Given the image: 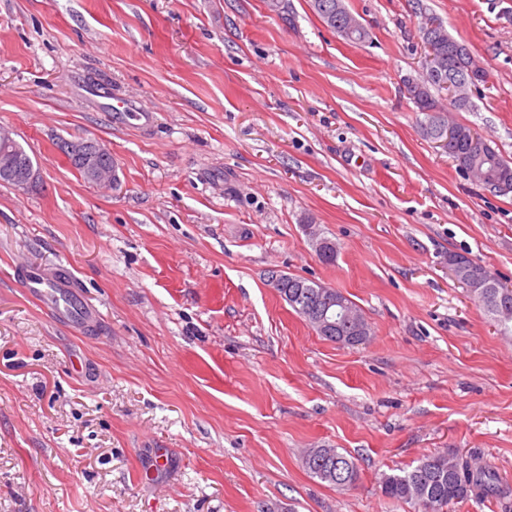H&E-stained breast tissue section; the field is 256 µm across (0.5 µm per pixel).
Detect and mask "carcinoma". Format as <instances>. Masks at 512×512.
Returning <instances> with one entry per match:
<instances>
[{"mask_svg":"<svg viewBox=\"0 0 512 512\" xmlns=\"http://www.w3.org/2000/svg\"><path fill=\"white\" fill-rule=\"evenodd\" d=\"M313 9L320 20L330 29L336 31L346 23L351 15L343 0H315ZM428 26L423 28V44L433 47L436 55L443 61H451L448 74L456 81L468 77L470 53L456 55L459 42L448 35L442 22L433 18L427 20ZM407 94L419 110L425 114V122L421 130L425 137L435 139L439 118L432 110L439 105L438 94L446 89L443 82L431 81L418 87L405 85ZM487 176L496 179L506 171L512 176V162L505 159L496 148L478 157ZM485 266L472 260L466 276L481 284L479 288L469 289V293L479 303L490 319L504 331L512 325V291L485 288ZM288 282L302 284V287L290 289L298 298L297 307L293 311L308 324H313L312 312L317 308V300L308 288L311 281L291 274ZM304 466L308 473L327 482L342 491L353 487L359 480V468L354 457L346 452L333 449L328 453L321 448L318 451H306ZM481 488L489 494L496 490L497 474L488 464L476 465L460 458L455 453H438L423 457L412 470L400 474H383L380 489L384 497L410 503L417 507L418 512H444L449 505L471 497L475 488Z\"/></svg>","mask_w":512,"mask_h":512,"instance_id":"1","label":"carcinoma"}]
</instances>
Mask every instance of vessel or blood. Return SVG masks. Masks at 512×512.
<instances>
[{"label": "vessel or blood", "mask_w": 512, "mask_h": 512, "mask_svg": "<svg viewBox=\"0 0 512 512\" xmlns=\"http://www.w3.org/2000/svg\"><path fill=\"white\" fill-rule=\"evenodd\" d=\"M21 278L27 294L47 305L59 321L88 325L97 320L95 308L83 300L72 277L27 270Z\"/></svg>", "instance_id": "b4317fda"}]
</instances>
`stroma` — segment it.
Masks as SVG:
<instances>
[{
    "mask_svg": "<svg viewBox=\"0 0 512 512\" xmlns=\"http://www.w3.org/2000/svg\"><path fill=\"white\" fill-rule=\"evenodd\" d=\"M344 2L365 43L310 0H0V126L38 169L0 184V512H412L381 474L448 451L499 478L448 512H512V332L448 272L466 253L512 284V193L404 88L437 18L488 75L450 120L512 161V0ZM62 139L109 150L117 187ZM26 268L69 271L96 327L53 320ZM272 269L340 290L369 342L318 336ZM307 448L355 457L356 485ZM304 456V466L308 473L322 482H327L337 490L353 487L359 480V468L354 457L336 448L329 454L325 448L309 451Z\"/></svg>",
    "mask_w": 512,
    "mask_h": 512,
    "instance_id": "1",
    "label": "stroma"
}]
</instances>
